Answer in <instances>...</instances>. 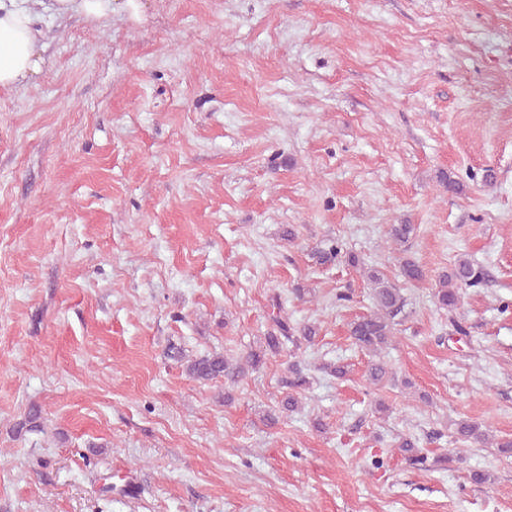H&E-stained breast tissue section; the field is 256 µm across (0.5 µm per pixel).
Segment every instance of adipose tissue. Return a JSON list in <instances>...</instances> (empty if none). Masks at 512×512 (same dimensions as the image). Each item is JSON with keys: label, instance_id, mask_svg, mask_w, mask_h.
<instances>
[{"label": "adipose tissue", "instance_id": "adipose-tissue-1", "mask_svg": "<svg viewBox=\"0 0 512 512\" xmlns=\"http://www.w3.org/2000/svg\"><path fill=\"white\" fill-rule=\"evenodd\" d=\"M43 0H0V91L10 90L41 70L44 32L38 26Z\"/></svg>", "mask_w": 512, "mask_h": 512}]
</instances>
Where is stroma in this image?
<instances>
[{"label":"stroma","mask_w":512,"mask_h":512,"mask_svg":"<svg viewBox=\"0 0 512 512\" xmlns=\"http://www.w3.org/2000/svg\"><path fill=\"white\" fill-rule=\"evenodd\" d=\"M139 4L43 12L40 73L0 93V512H512V456L455 438L512 439V0ZM330 243L428 274L391 381L349 337L366 278L312 257ZM461 257L486 279L449 312ZM279 316L317 329L292 412ZM252 350L229 390L185 371ZM482 280L483 273L474 263L466 258L457 260L438 277L434 296L439 307L455 309L461 301L463 288L478 286ZM457 442L469 445H482L489 442V435L482 425L472 420H461L455 428Z\"/></svg>","instance_id":"35a3bbf8"}]
</instances>
